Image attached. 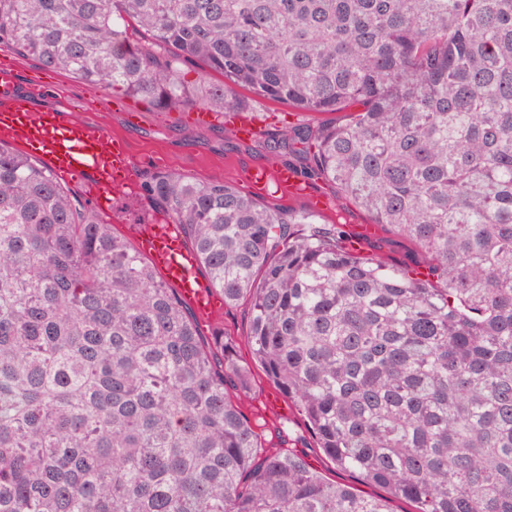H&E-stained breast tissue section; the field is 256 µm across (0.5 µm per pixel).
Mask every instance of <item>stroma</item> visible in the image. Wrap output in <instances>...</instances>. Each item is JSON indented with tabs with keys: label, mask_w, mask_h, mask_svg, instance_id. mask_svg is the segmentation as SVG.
<instances>
[{
	"label": "stroma",
	"mask_w": 512,
	"mask_h": 512,
	"mask_svg": "<svg viewBox=\"0 0 512 512\" xmlns=\"http://www.w3.org/2000/svg\"><path fill=\"white\" fill-rule=\"evenodd\" d=\"M0 57L21 70L34 108L55 107L65 99L85 101L84 118L106 126L110 133L125 139L131 152L142 160L140 177L144 180L157 173H175L194 181H225L236 188H244L242 173L250 165L306 166V158L288 154L284 149H273L272 144L279 139L285 126L314 127L322 120L321 114L301 112L280 102L260 99L243 89L239 97L257 120L258 136L251 141H242L225 131L223 124L200 125L192 122L184 111H157L145 102L114 93L106 83H87L64 72L46 70L33 57L16 51L1 50ZM130 109L139 115L137 124L127 122L126 112ZM310 186L334 203L330 212L317 216L320 228L329 230L337 224L349 228L372 223L369 213L348 198L337 195L330 183L314 179ZM156 209V204L143 196L140 189L114 194L112 222L115 232L126 235L129 223L143 220ZM362 254L380 256L397 267L416 272L425 266L423 255L415 248L382 232L367 241ZM216 330L234 345L241 360L250 361L248 301L224 307L213 324L202 328L207 336ZM274 390V385L256 366L252 369L248 393L235 390L230 393L231 399L259 433L263 447L269 451L282 448L297 451L329 481L350 482V474L336 469L318 448L297 409H290L284 419L266 410L264 397Z\"/></svg>",
	"instance_id": "35a3bbf8"
}]
</instances>
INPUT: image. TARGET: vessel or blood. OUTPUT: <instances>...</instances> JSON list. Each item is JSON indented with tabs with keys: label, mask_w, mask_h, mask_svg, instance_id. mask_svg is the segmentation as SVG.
I'll list each match as a JSON object with an SVG mask.
<instances>
[{
	"label": "vessel or blood",
	"mask_w": 512,
	"mask_h": 512,
	"mask_svg": "<svg viewBox=\"0 0 512 512\" xmlns=\"http://www.w3.org/2000/svg\"><path fill=\"white\" fill-rule=\"evenodd\" d=\"M0 140L16 147L36 149L37 156L57 177L80 184L93 202L111 198L113 192L136 186L140 160L103 128L85 122L60 108L32 109L19 86L14 67L0 65ZM247 187L266 193L269 187L289 197L312 203L315 211L331 207L292 169L254 164L242 174ZM135 245L147 256L164 280L176 289L201 322L219 315L216 293L199 277L197 254L187 247L173 218L165 213L134 227Z\"/></svg>",
	"instance_id": "1"
}]
</instances>
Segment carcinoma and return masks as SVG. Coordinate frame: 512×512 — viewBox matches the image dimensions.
Masks as SVG:
<instances>
[{
	"mask_svg": "<svg viewBox=\"0 0 512 512\" xmlns=\"http://www.w3.org/2000/svg\"><path fill=\"white\" fill-rule=\"evenodd\" d=\"M2 46L161 110L233 111L242 87L344 113L281 142L427 278L225 182L142 184L365 495L264 452L227 389L249 366L0 141V512H512V0H0Z\"/></svg>",
	"mask_w": 512,
	"mask_h": 512,
	"instance_id": "1",
	"label": "carcinoma"
}]
</instances>
